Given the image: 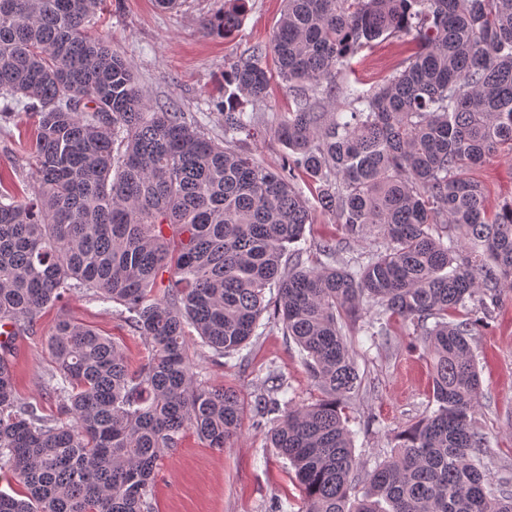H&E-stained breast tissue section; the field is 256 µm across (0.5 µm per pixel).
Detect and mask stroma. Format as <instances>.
<instances>
[{"label":"stroma","instance_id":"1","mask_svg":"<svg viewBox=\"0 0 512 512\" xmlns=\"http://www.w3.org/2000/svg\"><path fill=\"white\" fill-rule=\"evenodd\" d=\"M224 0H181L164 9L156 0H106L93 34L121 53L131 65L151 109L184 113L215 141L224 139V68L255 46L271 47L282 0H247L242 24L231 37L209 30L207 21L223 9ZM417 48L412 37L377 40L356 56L340 78L367 89L387 76ZM294 104L285 83L272 79L267 103L253 134H239L237 146L256 161L277 168L284 156L270 129L287 119ZM33 123L21 113L0 118V181L23 199L34 193ZM490 206L512 200V159L498 156L477 168ZM312 222L299 246L313 254L322 239L333 238L343 260H356L382 247L378 233L361 241L346 240L331 213L310 200ZM70 317L101 335L114 338L131 367L145 363L143 340L118 308L85 297L43 309L33 333L14 340L12 366L20 396L37 404L40 414L57 410L45 387L52 356L47 338L60 318ZM365 322L350 320L345 334L361 378L359 392L346 413L355 455L370 469L390 454L400 433L420 420L431 404L432 367L419 330L412 324H391V340L371 344ZM480 371L483 397L475 414L477 429L488 441L486 462L491 477L512 471V290L503 291L487 327L471 341ZM189 359L197 384L224 386L236 392L242 406V426L228 447L205 446L186 433L182 444L158 463L152 491V512H301L302 495L286 460L271 448L272 423L255 408L266 393L267 376H282L293 405L321 398L309 378L302 353L281 326L261 318L250 344L239 353L215 356L200 339L189 342Z\"/></svg>","mask_w":512,"mask_h":512}]
</instances>
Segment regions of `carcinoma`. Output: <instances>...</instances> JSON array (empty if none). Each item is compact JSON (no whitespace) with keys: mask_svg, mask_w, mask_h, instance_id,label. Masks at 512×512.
I'll return each instance as SVG.
<instances>
[{"mask_svg":"<svg viewBox=\"0 0 512 512\" xmlns=\"http://www.w3.org/2000/svg\"><path fill=\"white\" fill-rule=\"evenodd\" d=\"M102 2L0 0V112L21 103L36 130L35 198L0 191V471L24 489L1 492L0 512H150L157 460L187 431L222 449L240 428L237 394L196 384L188 337L242 350L271 288L273 320L324 393L270 430L305 512H512V478L489 480L474 426L471 346L512 288V202L490 211L470 177L512 155V0H284L272 52L295 109L274 127L288 150L277 170L232 147L259 121L266 49L224 69L221 144L150 111L124 56L89 31ZM228 2L214 19L226 36L246 0ZM399 35L417 51L382 82L337 81ZM303 178L347 238L376 230L386 247L353 265L324 240L306 265L291 249L311 223ZM75 294L124 307L150 357L134 370L115 340L59 320L45 416L18 396L12 340ZM367 308L376 336L396 320L421 329L437 408L361 476L342 418L360 386L343 330ZM255 408L281 402L262 394Z\"/></svg>","mask_w":512,"mask_h":512,"instance_id":"cac0c4a2","label":"carcinoma"}]
</instances>
